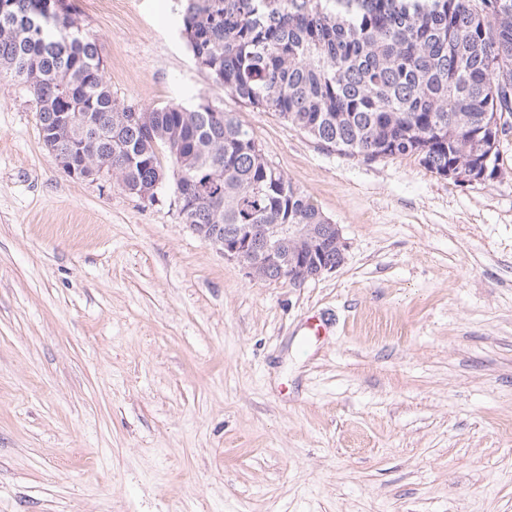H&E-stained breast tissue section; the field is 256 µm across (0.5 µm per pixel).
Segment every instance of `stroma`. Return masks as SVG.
<instances>
[{"instance_id": "stroma-1", "label": "stroma", "mask_w": 512, "mask_h": 512, "mask_svg": "<svg viewBox=\"0 0 512 512\" xmlns=\"http://www.w3.org/2000/svg\"><path fill=\"white\" fill-rule=\"evenodd\" d=\"M67 2L114 97L237 113L347 249L246 278L172 187L59 170L0 77V512H512V133L468 187L349 157L225 94L178 0Z\"/></svg>"}]
</instances>
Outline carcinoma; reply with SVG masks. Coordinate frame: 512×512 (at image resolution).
<instances>
[{"label":"carcinoma","instance_id":"obj_1","mask_svg":"<svg viewBox=\"0 0 512 512\" xmlns=\"http://www.w3.org/2000/svg\"><path fill=\"white\" fill-rule=\"evenodd\" d=\"M33 29L0 14V62L23 84L40 131L93 153L112 175L155 201L180 176L183 224L209 235L243 224H327L329 219L231 112L120 102L101 47L75 26L66 0ZM197 64L224 91L272 112L321 145L353 157L410 156L448 176L457 146L484 143L474 177L495 178L499 134L512 130V0H179ZM74 100L89 125L64 132ZM144 121L132 119L134 113ZM501 126L491 125L494 115Z\"/></svg>","mask_w":512,"mask_h":512}]
</instances>
